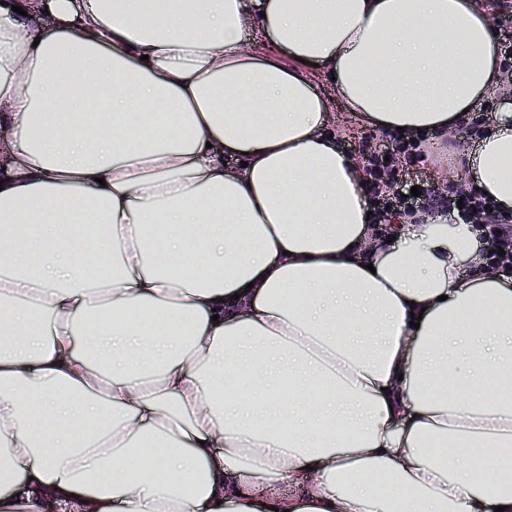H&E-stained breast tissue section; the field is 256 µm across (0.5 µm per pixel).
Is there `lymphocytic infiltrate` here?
Here are the masks:
<instances>
[{
    "instance_id": "obj_1",
    "label": "lymphocytic infiltrate",
    "mask_w": 512,
    "mask_h": 512,
    "mask_svg": "<svg viewBox=\"0 0 512 512\" xmlns=\"http://www.w3.org/2000/svg\"><path fill=\"white\" fill-rule=\"evenodd\" d=\"M423 143V138H401L386 130L379 142L365 145L372 223L386 225L391 218L403 214L410 216L418 209L445 212L461 209L465 220L483 225L480 245L489 264L512 272V214H503L495 208L492 199L463 184L445 189L426 188L421 195L414 196L410 193V183L385 181L386 171L394 169L398 157L419 150Z\"/></svg>"
}]
</instances>
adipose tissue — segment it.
I'll return each mask as SVG.
<instances>
[{
	"instance_id": "1",
	"label": "adipose tissue",
	"mask_w": 512,
	"mask_h": 512,
	"mask_svg": "<svg viewBox=\"0 0 512 512\" xmlns=\"http://www.w3.org/2000/svg\"><path fill=\"white\" fill-rule=\"evenodd\" d=\"M316 67L446 133L500 85L493 13L0 5V512H512V275L453 214L385 241ZM464 157L512 211L511 106Z\"/></svg>"
}]
</instances>
